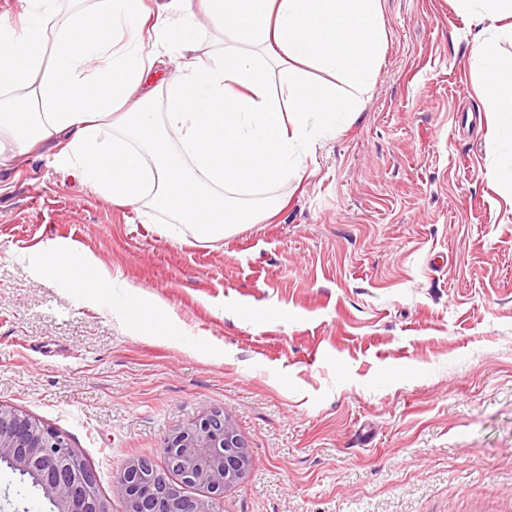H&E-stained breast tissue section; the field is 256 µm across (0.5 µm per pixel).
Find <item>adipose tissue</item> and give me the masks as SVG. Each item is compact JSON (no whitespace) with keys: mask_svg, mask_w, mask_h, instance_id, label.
Segmentation results:
<instances>
[{"mask_svg":"<svg viewBox=\"0 0 512 512\" xmlns=\"http://www.w3.org/2000/svg\"><path fill=\"white\" fill-rule=\"evenodd\" d=\"M28 2L20 25L0 22V156L50 149L58 168L113 204L149 201L173 217L172 233L187 227L209 241L280 210L270 198L256 205L237 197L287 179L320 135L355 113L386 43L379 0H92L61 22L51 0ZM453 2L479 28L480 92L505 157L500 187L512 196V101L501 99L512 72L499 48L512 37V0ZM201 16L232 45L195 55L190 33ZM146 32L181 55L156 85ZM268 58L281 66L286 104L269 92ZM315 70L329 82L313 80ZM335 79L352 95L337 96ZM159 92L161 114L151 107ZM90 267L87 251L60 243L44 269L69 287H111L109 273L89 279ZM126 313L142 334L172 333L138 292Z\"/></svg>","mask_w":512,"mask_h":512,"instance_id":"1","label":"adipose tissue"}]
</instances>
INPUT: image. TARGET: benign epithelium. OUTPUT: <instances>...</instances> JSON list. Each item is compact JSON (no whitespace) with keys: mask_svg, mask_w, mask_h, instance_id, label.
<instances>
[{"mask_svg":"<svg viewBox=\"0 0 512 512\" xmlns=\"http://www.w3.org/2000/svg\"><path fill=\"white\" fill-rule=\"evenodd\" d=\"M165 466L146 458L127 462L113 484L122 512H221L224 489L241 481L250 455L231 420L214 412L166 439ZM31 480L52 512H112L97 479L66 436L0 405V464ZM200 486L204 497L180 487Z\"/></svg>","mask_w":512,"mask_h":512,"instance_id":"7a95c632","label":"benign epithelium"}]
</instances>
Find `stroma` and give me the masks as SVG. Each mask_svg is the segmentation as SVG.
<instances>
[{
	"instance_id": "obj_1",
	"label": "stroma",
	"mask_w": 512,
	"mask_h": 512,
	"mask_svg": "<svg viewBox=\"0 0 512 512\" xmlns=\"http://www.w3.org/2000/svg\"><path fill=\"white\" fill-rule=\"evenodd\" d=\"M361 109L206 242L116 206L51 154L0 162V404L63 433L101 498L131 459L212 412L250 454L223 512H512V199L479 95L477 26L452 0H380ZM88 249L113 290L46 252ZM179 342L143 336L126 291ZM0 512H50L0 465ZM44 269L65 286L79 288H112V277L108 272L100 273L96 279L88 277L90 256L84 249L71 243H59L46 255Z\"/></svg>"
}]
</instances>
